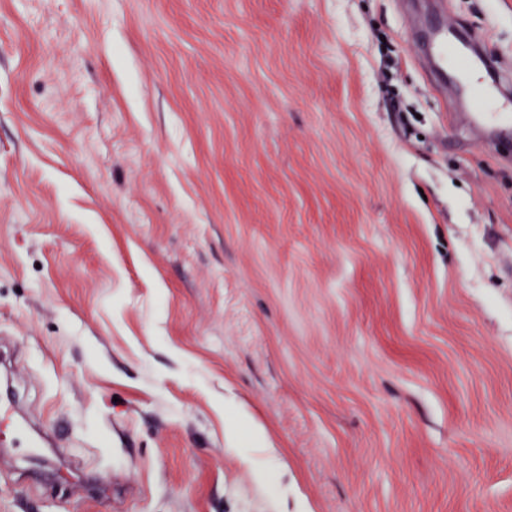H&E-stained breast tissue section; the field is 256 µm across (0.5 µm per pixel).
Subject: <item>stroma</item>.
I'll list each match as a JSON object with an SVG mask.
<instances>
[{
  "label": "stroma",
  "mask_w": 512,
  "mask_h": 512,
  "mask_svg": "<svg viewBox=\"0 0 512 512\" xmlns=\"http://www.w3.org/2000/svg\"><path fill=\"white\" fill-rule=\"evenodd\" d=\"M512 69V0H447ZM433 0H0V512H512V162ZM454 28L448 25L438 28L430 41L422 45L421 56L442 77L449 78L461 90L470 92L477 83V72L484 69L495 72V65L483 57L467 58L456 51L452 42Z\"/></svg>",
  "instance_id": "obj_1"
}]
</instances>
